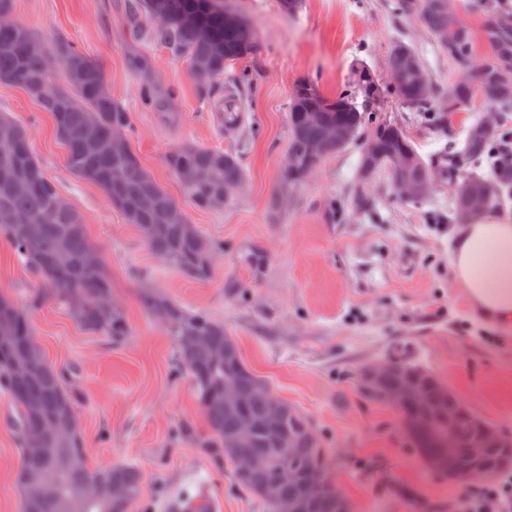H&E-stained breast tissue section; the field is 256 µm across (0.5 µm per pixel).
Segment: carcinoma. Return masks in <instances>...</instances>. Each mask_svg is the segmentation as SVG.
<instances>
[{"mask_svg": "<svg viewBox=\"0 0 512 512\" xmlns=\"http://www.w3.org/2000/svg\"><path fill=\"white\" fill-rule=\"evenodd\" d=\"M395 10L415 12L420 25L438 36L442 52L459 69H470L472 41L469 31L457 20L451 0H395ZM155 23L154 33L170 53L184 56L190 65L203 63L214 79L196 85L202 99H208L227 74L230 64L251 55L255 32L244 20L224 15L222 0H137L131 18ZM491 40L495 53L481 65L476 83L455 78L448 86H430L420 94L412 71L393 87L394 94L408 107L428 113L433 129L450 121L453 115L471 105L476 97L512 112V29L494 27ZM52 57L57 67L46 69L43 60ZM409 63L425 69L420 53L398 43L392 49L389 64ZM22 73L30 83L25 88L42 111L52 115L56 135L65 147L68 168L79 178L96 184L114 208L136 225L153 253L184 276L199 282L213 275L211 260L224 251V243L207 237L202 231L185 233V211L142 167L131 148L133 126L130 114L114 99L102 70L87 55L58 41L51 45L41 35L14 17V0H0V76ZM370 71L357 72L354 83L334 96L325 95L316 81H299L288 104V149L277 175V186L294 191L306 181L310 165L306 149L319 140L329 125L345 124L354 133L371 127L380 155L369 162L360 158L359 182L370 180L378 171H387L391 182L400 173L440 176L453 181L470 180L476 197L483 200L480 214L496 210L512 199V155L501 151L508 132L501 123L487 129L482 119L469 128L463 146L448 143L434 172L420 157L404 130L391 123L372 121L367 108H358V93L372 81ZM97 128L99 145L88 152L82 144L85 129ZM31 129L18 123L9 113L0 112V235L10 243L25 265L46 286V295L65 305L72 317L90 331L123 342L130 333L124 309L111 301L100 304L103 296H112V285L103 269L99 251L88 240L83 215L73 207H62L63 196L48 179L39 160L29 147ZM488 163L485 175H470L467 168ZM174 178L192 204L202 210L224 208L217 192L244 180V169L232 152L183 146L166 157ZM151 195L155 206L149 210L124 208V199ZM142 308L151 316L163 310L168 319L161 322L176 350L179 364L187 371L206 421L205 430L195 438L200 448L217 464L230 463L235 484L264 501L275 512L265 488L272 487L284 498L295 499L300 489L282 479L283 463L291 461L300 469L329 467L325 443L310 439L313 422L295 406L284 403L285 430L294 434L299 447H279L265 424L272 387L255 374L240 356L233 337L224 325L209 314L191 312L173 303L154 288L139 293ZM38 349L23 311L9 298L0 296V391L14 407V428L20 439L16 483L21 492L22 512H133L141 495L142 474L132 465L93 469L87 462V449L75 418L76 392L65 385V376L47 359L30 374L22 376L16 368L30 362ZM224 358H215L217 353ZM400 370L375 390L357 383L366 401L391 405L390 397L406 378L407 362L399 359ZM423 396L430 402L449 406L454 393L432 373L417 367ZM237 385L241 400L231 403L224 397V382ZM405 439L424 460L440 464L435 473L448 477V464L457 468L470 465L467 443L473 434L472 412L460 417L453 448H448V418L436 423L431 433L417 430L422 417L419 405L402 404L395 408ZM253 421L251 436L238 437L242 416ZM57 418L66 425L59 438L44 436V420ZM259 455L266 459L260 472L242 473L236 468L242 456ZM27 473L39 474L55 488L51 498L34 501L21 481ZM116 486L120 497L96 496L94 486ZM312 512H351L349 503L331 487L313 504Z\"/></svg>", "mask_w": 512, "mask_h": 512, "instance_id": "carcinoma-1", "label": "carcinoma"}]
</instances>
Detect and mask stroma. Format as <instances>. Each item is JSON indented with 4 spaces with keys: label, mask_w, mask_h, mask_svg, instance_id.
I'll return each mask as SVG.
<instances>
[{
    "label": "stroma",
    "mask_w": 512,
    "mask_h": 512,
    "mask_svg": "<svg viewBox=\"0 0 512 512\" xmlns=\"http://www.w3.org/2000/svg\"><path fill=\"white\" fill-rule=\"evenodd\" d=\"M228 5L255 29V50L230 66V78L204 101L188 61L172 56L151 24L133 27L129 0H15L17 20L48 42L83 50L103 70L113 99L131 116V146L144 169L224 250L205 282L166 264L97 186L68 169L52 116L20 85L0 81V112L31 128V150L46 176L84 215L130 334L113 343L41 298L42 283L1 237L0 294L24 311L45 358L69 373L91 464H135L146 512H176L185 491L212 499L216 512L268 510L234 486L230 467L185 438L186 429H204V416L172 340L139 305L145 288L223 324L246 365L310 416L352 512H460L481 483L465 488L434 474L401 434L395 410L365 401L356 386L363 368L398 355L433 372L476 416L512 432V332L488 326L453 280L450 257L464 227L448 221L451 188L439 183L415 203L394 194L386 172L359 184L356 143L324 158L287 205L276 199V178L288 147L289 97L300 79L333 96L353 69L367 68L381 88L369 111L400 125L428 163L447 141H463L489 107L475 102L437 134L426 113L393 94L388 59L397 43L419 51L437 87L458 69L415 15L393 13L392 0H302L294 14L277 0ZM454 5L471 31L475 58H483L489 29L500 10L512 11V0ZM134 56L148 61L171 94V117L143 105L144 76L132 68ZM240 71L247 84L233 81ZM229 95L244 112L225 130L213 109ZM185 145L239 156L245 180L222 210L194 207L172 176L166 157ZM13 415L0 393V512H21Z\"/></svg>",
    "instance_id": "35a3bbf8"
}]
</instances>
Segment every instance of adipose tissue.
Returning a JSON list of instances; mask_svg holds the SVG:
<instances>
[{
  "mask_svg": "<svg viewBox=\"0 0 512 512\" xmlns=\"http://www.w3.org/2000/svg\"><path fill=\"white\" fill-rule=\"evenodd\" d=\"M451 267L455 283L485 320L504 330L512 326V222L468 225Z\"/></svg>",
  "mask_w": 512,
  "mask_h": 512,
  "instance_id": "1",
  "label": "adipose tissue"
}]
</instances>
